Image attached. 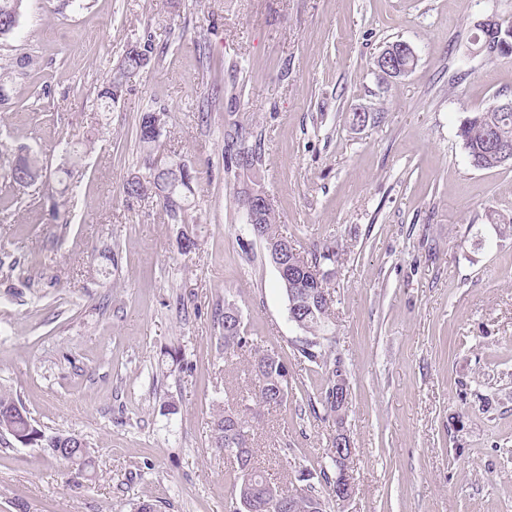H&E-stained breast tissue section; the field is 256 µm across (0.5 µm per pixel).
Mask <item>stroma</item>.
Masks as SVG:
<instances>
[{"label": "stroma", "instance_id": "obj_1", "mask_svg": "<svg viewBox=\"0 0 512 512\" xmlns=\"http://www.w3.org/2000/svg\"><path fill=\"white\" fill-rule=\"evenodd\" d=\"M512 22V0H27L0 39V390L46 431L86 439V479L0 435V512H232L234 465L210 446L213 402L252 388L225 361L214 316L235 302L248 335L292 379L256 425V463L282 486L328 464L335 422L318 410L324 364L302 357L275 267L245 230L224 171V129L259 147L261 185L297 249L344 246L324 357L350 401L355 492L332 512H512V165L472 167L469 113L512 98V56L474 53L475 24ZM153 62L102 110L126 50ZM410 44L411 72L375 61ZM37 60L20 67L22 58ZM164 109L165 152L198 173L185 224L156 197L126 200L142 166L146 108ZM375 111L365 126L352 112ZM82 154L71 224L52 217L65 148ZM37 152L43 176L8 180L7 155ZM198 247L180 253L183 229ZM114 252L106 262L102 252ZM411 53L416 59V53L414 49L407 45L403 44L401 46H392L388 48L387 53L383 59L384 66L382 67V75L387 79H397L406 75L410 70L402 69L396 65L393 59L401 53Z\"/></svg>", "mask_w": 512, "mask_h": 512}]
</instances>
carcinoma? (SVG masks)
Here are the masks:
<instances>
[{"instance_id": "carcinoma-1", "label": "carcinoma", "mask_w": 512, "mask_h": 512, "mask_svg": "<svg viewBox=\"0 0 512 512\" xmlns=\"http://www.w3.org/2000/svg\"><path fill=\"white\" fill-rule=\"evenodd\" d=\"M26 0H0V39L14 34L25 7ZM153 49L150 43L131 47L120 64L113 69L109 79L98 92V100L105 110L111 108L123 96L129 75L149 66ZM165 131L164 113L148 110L140 114L137 136L145 153L143 172L128 177L122 192L129 200L140 199L148 195L155 196L167 219L172 223L183 222L184 214L189 210L194 195L193 183L196 173L182 159L168 158L159 166L155 157L163 146ZM459 136L463 148L472 166L478 169H491L502 166V160L494 154V143L512 145V111L499 110L491 105L480 112L470 113L461 123ZM239 129H230L225 133L230 166L227 170L256 174L261 165V153L239 142ZM78 151L65 150L60 167L63 177L58 179L59 194L62 197H74L80 188ZM39 160L31 155L19 156L8 165L7 176L17 185L26 181L31 185L41 177ZM248 233L267 247L283 244L286 239L279 231L278 219L274 208L263 211L255 223L247 228ZM341 245L330 241L315 249L306 263L324 270L321 278L315 279L298 267L300 256L288 255V267L292 276L280 278L287 301L311 300L330 295L329 286L335 274ZM330 305L312 304V307L300 313L302 325L299 329L305 333L299 353L309 361L318 363L324 360L320 337L329 331ZM218 324L222 326L224 336V358L229 359L247 351L251 355L250 367L257 384L253 390L243 394L233 404L217 405L212 415L210 445L217 452L233 459L235 464V499L239 512H327L325 498L313 486L289 490L265 477L256 466V448L254 447V422L262 410L276 408L287 401L290 381L286 380V364L281 357L263 349L257 341L247 336L244 323L232 303H224L219 309ZM340 363L335 361L328 370V383L320 395V403L326 416L335 420L342 419L347 404V396L336 388L337 372ZM0 432L10 435L14 441L37 448H47L53 455L75 466L80 475L93 473L91 447L87 442H74L70 435L60 432L48 433L38 427L23 404L12 394L0 390ZM329 468L322 475L329 491L339 495L341 486L352 477L347 457H336L328 452Z\"/></svg>"}]
</instances>
